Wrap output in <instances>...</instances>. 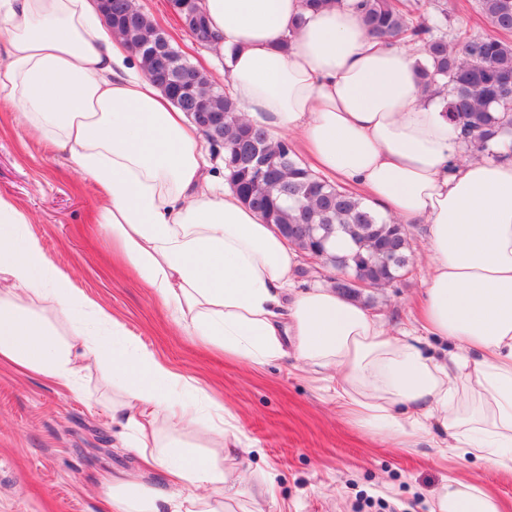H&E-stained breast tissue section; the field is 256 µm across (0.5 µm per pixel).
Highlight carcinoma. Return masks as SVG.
Returning a JSON list of instances; mask_svg holds the SVG:
<instances>
[{
    "instance_id": "1",
    "label": "carcinoma",
    "mask_w": 512,
    "mask_h": 512,
    "mask_svg": "<svg viewBox=\"0 0 512 512\" xmlns=\"http://www.w3.org/2000/svg\"><path fill=\"white\" fill-rule=\"evenodd\" d=\"M435 13L425 16L423 0H356L355 8L367 32L390 43L406 36L423 43L427 64L420 67L422 93L432 98L448 89L445 111L454 125L480 153L499 158L504 137H512V0H477L479 12L496 29L494 35H471L461 28L451 32L447 0H434ZM141 14L142 24H127L125 11ZM183 29L197 39L209 41L205 17L195 0H176ZM155 21L128 0H112V31L122 35L144 69L154 62L147 51L139 50ZM192 80L182 94L194 112H221L224 126V177L245 205L261 211L266 223L281 235L299 225L301 235L288 238L298 249L312 245V237L327 228L330 234L324 249L338 238L352 248L334 255V267L354 274L369 272L372 288H384L407 268L409 237L400 225L383 220L362 198L304 166L285 140L272 141L267 131L251 123L237 104L210 77L190 66ZM255 143L271 172L258 176L254 164L241 157L237 146Z\"/></svg>"
}]
</instances>
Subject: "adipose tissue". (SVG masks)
<instances>
[{"label": "adipose tissue", "mask_w": 512, "mask_h": 512, "mask_svg": "<svg viewBox=\"0 0 512 512\" xmlns=\"http://www.w3.org/2000/svg\"><path fill=\"white\" fill-rule=\"evenodd\" d=\"M342 0H199L224 85L270 137L300 139L324 177L365 190L399 224H422L418 327L390 333L331 288L296 290L299 253L221 176L201 134L101 22L100 0H0V112L19 114L100 191L95 217L185 332L253 366L295 354L330 372L359 422L407 442L430 423L451 448L512 468V158L465 155L441 97L422 95L421 44L368 36ZM28 216L0 194V364L74 387L112 358L126 447L167 477L120 481L113 512H223L238 480L223 450L241 430L191 378L158 361L47 258ZM67 321L61 335L53 317ZM447 342L446 358L428 349ZM200 429L199 459L163 423ZM208 487V496L197 493ZM431 512H500L475 482L449 479Z\"/></svg>", "instance_id": "obj_1"}]
</instances>
